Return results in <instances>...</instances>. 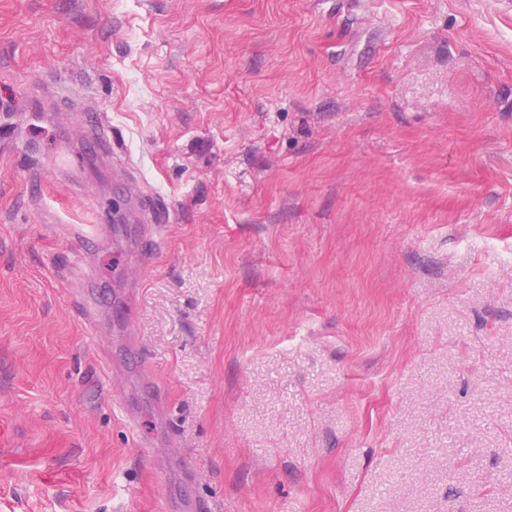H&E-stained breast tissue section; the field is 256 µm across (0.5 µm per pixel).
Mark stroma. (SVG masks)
I'll list each match as a JSON object with an SVG mask.
<instances>
[{"label":"stroma","mask_w":512,"mask_h":512,"mask_svg":"<svg viewBox=\"0 0 512 512\" xmlns=\"http://www.w3.org/2000/svg\"><path fill=\"white\" fill-rule=\"evenodd\" d=\"M0 98V512H512V0H0ZM84 134L94 144L98 156L112 161L114 174H126L127 163L125 160L117 157L115 150L112 148V134H110L109 125L100 115L86 118ZM150 212L151 210L143 200L139 201L137 198H134L133 206L128 208V223L138 225V241H140L145 248L151 241L153 233L157 227L156 225L149 224L147 221V215Z\"/></svg>","instance_id":"35a3bbf8"}]
</instances>
